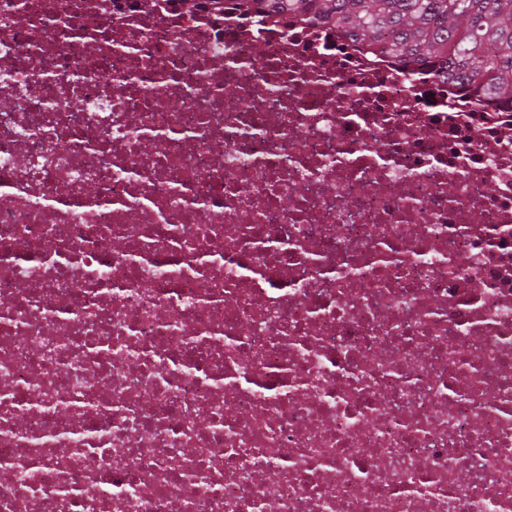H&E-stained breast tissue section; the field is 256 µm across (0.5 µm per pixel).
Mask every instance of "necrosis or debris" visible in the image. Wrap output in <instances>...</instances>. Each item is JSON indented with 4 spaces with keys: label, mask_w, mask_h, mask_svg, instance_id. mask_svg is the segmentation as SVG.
Segmentation results:
<instances>
[{
    "label": "necrosis or debris",
    "mask_w": 512,
    "mask_h": 512,
    "mask_svg": "<svg viewBox=\"0 0 512 512\" xmlns=\"http://www.w3.org/2000/svg\"><path fill=\"white\" fill-rule=\"evenodd\" d=\"M0 83V512H512V110L213 0Z\"/></svg>",
    "instance_id": "obj_1"
}]
</instances>
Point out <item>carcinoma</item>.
Returning a JSON list of instances; mask_svg holds the SVG:
<instances>
[{
	"label": "carcinoma",
	"mask_w": 512,
	"mask_h": 512,
	"mask_svg": "<svg viewBox=\"0 0 512 512\" xmlns=\"http://www.w3.org/2000/svg\"><path fill=\"white\" fill-rule=\"evenodd\" d=\"M261 15L293 14L342 28L412 65L512 106V0H222Z\"/></svg>",
	"instance_id": "1"
}]
</instances>
